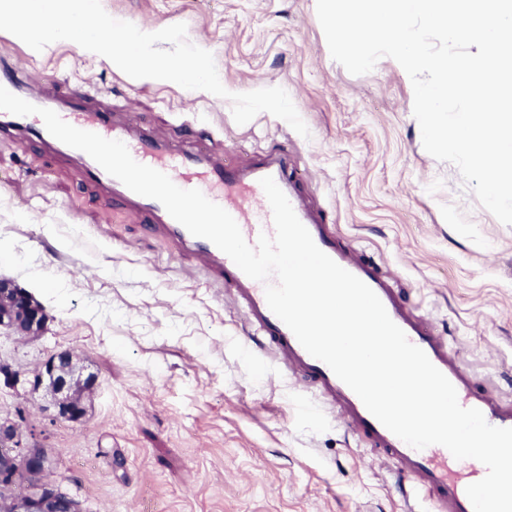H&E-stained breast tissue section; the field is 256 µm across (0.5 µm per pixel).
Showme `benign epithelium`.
Wrapping results in <instances>:
<instances>
[{
  "label": "benign epithelium",
  "instance_id": "obj_1",
  "mask_svg": "<svg viewBox=\"0 0 512 512\" xmlns=\"http://www.w3.org/2000/svg\"><path fill=\"white\" fill-rule=\"evenodd\" d=\"M47 321L44 307L26 289L0 278V331L37 335ZM74 355L62 352L48 358L35 375L32 389L52 395L54 414L72 423L87 415L86 401L97 383L93 374L82 376ZM50 450L22 438L11 421L0 422V512H80L77 501L67 496L49 469ZM25 485L28 492L6 498L3 490Z\"/></svg>",
  "mask_w": 512,
  "mask_h": 512
}]
</instances>
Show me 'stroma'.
Here are the masks:
<instances>
[{
  "label": "stroma",
  "instance_id": "stroma-1",
  "mask_svg": "<svg viewBox=\"0 0 512 512\" xmlns=\"http://www.w3.org/2000/svg\"><path fill=\"white\" fill-rule=\"evenodd\" d=\"M317 0H102L118 20L183 23L233 93L281 87L310 130L262 112L237 124L229 100L133 79L72 42L37 52L0 31V55L126 106L184 150L211 137L250 163L288 154L337 235L384 260L416 313L480 380L512 399V226L480 205L458 169L428 154L404 69L363 75L335 61ZM142 220L121 215L82 165L37 139L0 137V275L45 307L35 339L0 335V419L51 451L83 512H407L393 463L338 423L302 411L299 392L249 341L242 316ZM71 351L98 386L86 419L46 411L30 383Z\"/></svg>",
  "mask_w": 512,
  "mask_h": 512
}]
</instances>
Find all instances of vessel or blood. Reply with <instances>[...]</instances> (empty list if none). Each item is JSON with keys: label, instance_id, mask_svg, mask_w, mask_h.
I'll return each instance as SVG.
<instances>
[{"label": "vessel or blood", "instance_id": "b4317fda", "mask_svg": "<svg viewBox=\"0 0 512 512\" xmlns=\"http://www.w3.org/2000/svg\"><path fill=\"white\" fill-rule=\"evenodd\" d=\"M30 81L31 75L26 69L10 59H0V86L21 97ZM63 97L68 105L59 109L58 114L64 121L78 129L124 142L137 162L164 172L180 188L200 190L235 219L245 240L252 245L260 234L275 232L271 208L260 185L261 178L272 177L315 244L377 294L390 318L409 341L421 348L454 385L460 405L481 410L490 425L512 427V401L494 394L475 372L465 368L435 324L414 313L380 264L336 236L322 210L310 209L302 179L287 158L279 157L248 169L241 163L215 158L202 139L194 150L178 151L152 131L135 133L129 125L114 124L111 110L89 107L86 94L80 90H66ZM6 127L40 140L47 135L43 120L36 115L10 116ZM86 172L90 179L120 199L127 212L160 224L171 247L201 258V268L208 280L223 288L226 302L242 312L257 346L289 371L304 397L329 410L378 460L395 463L399 472L409 478L407 501L425 498L428 512H473L466 488L486 475L487 469L481 462L455 459L440 445L421 450L407 445L384 427L324 362L301 346L291 330L270 310L263 282L247 277L212 242L190 234L160 202L132 192L96 162H87Z\"/></svg>", "mask_w": 512, "mask_h": 512}]
</instances>
